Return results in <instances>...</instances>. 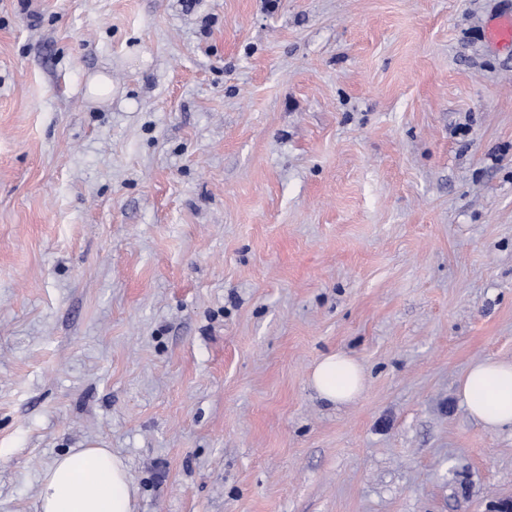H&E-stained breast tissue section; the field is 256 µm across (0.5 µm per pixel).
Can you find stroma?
Listing matches in <instances>:
<instances>
[{
    "label": "stroma",
    "mask_w": 512,
    "mask_h": 512,
    "mask_svg": "<svg viewBox=\"0 0 512 512\" xmlns=\"http://www.w3.org/2000/svg\"><path fill=\"white\" fill-rule=\"evenodd\" d=\"M507 13L0 0V512L93 446L138 512L511 503L512 431L457 396L512 361ZM487 40L498 47L512 48V15L496 18L487 29ZM310 383L320 397L339 405L355 400L364 383L358 362L342 353L323 356L314 366Z\"/></svg>",
    "instance_id": "obj_1"
}]
</instances>
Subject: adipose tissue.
I'll list each match as a JSON object with an SVG mask.
<instances>
[{"label": "adipose tissue", "mask_w": 512, "mask_h": 512, "mask_svg": "<svg viewBox=\"0 0 512 512\" xmlns=\"http://www.w3.org/2000/svg\"><path fill=\"white\" fill-rule=\"evenodd\" d=\"M310 383L320 397L339 405L359 396L364 373L355 359L334 353L314 366ZM459 397L488 429H512V362L473 363ZM137 501V488L124 461L108 448H84L58 456L43 473L38 512H137Z\"/></svg>", "instance_id": "obj_1"}]
</instances>
